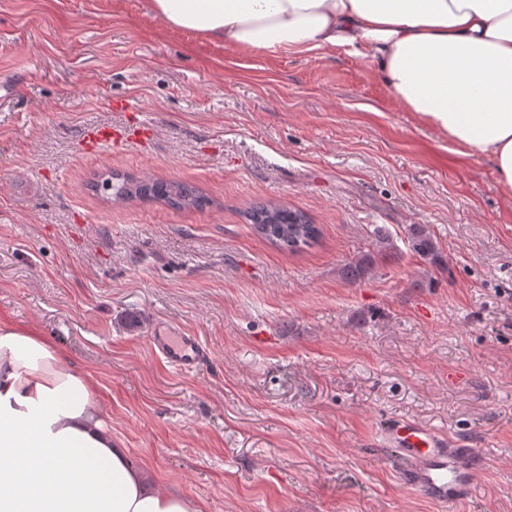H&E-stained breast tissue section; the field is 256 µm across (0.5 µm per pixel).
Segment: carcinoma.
Returning a JSON list of instances; mask_svg holds the SVG:
<instances>
[{"label":"carcinoma","instance_id":"cac0c4a2","mask_svg":"<svg viewBox=\"0 0 512 512\" xmlns=\"http://www.w3.org/2000/svg\"><path fill=\"white\" fill-rule=\"evenodd\" d=\"M100 191L107 200L115 202L152 199L180 209L206 204L205 196L196 187L177 180H133L107 174L101 180ZM245 217L259 236L291 253L317 244L321 237L319 226L312 223L306 213L277 203L256 204L249 208ZM370 234L375 254L350 261L341 270L342 276L352 283L364 279L370 273L376 257L386 259L396 251L394 238L386 226L375 224ZM405 234L409 249L424 265L435 269L446 267L438 240L427 225L409 224L405 227Z\"/></svg>","mask_w":512,"mask_h":512}]
</instances>
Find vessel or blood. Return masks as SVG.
<instances>
[{
    "mask_svg": "<svg viewBox=\"0 0 512 512\" xmlns=\"http://www.w3.org/2000/svg\"><path fill=\"white\" fill-rule=\"evenodd\" d=\"M152 345L167 363L189 371L196 369L204 356L198 337L169 326L154 331ZM387 447L397 454L405 484L442 504L463 501L474 481V470L467 460L468 449L454 447L450 440L409 420L395 422L385 436Z\"/></svg>",
    "mask_w": 512,
    "mask_h": 512,
    "instance_id": "obj_1",
    "label": "vessel or blood"
}]
</instances>
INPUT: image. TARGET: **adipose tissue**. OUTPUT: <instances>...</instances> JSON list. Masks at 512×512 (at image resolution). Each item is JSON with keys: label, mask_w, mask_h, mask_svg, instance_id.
I'll return each instance as SVG.
<instances>
[{"label": "adipose tissue", "mask_w": 512, "mask_h": 512, "mask_svg": "<svg viewBox=\"0 0 512 512\" xmlns=\"http://www.w3.org/2000/svg\"><path fill=\"white\" fill-rule=\"evenodd\" d=\"M153 17L249 52L340 47L377 61L451 153L512 192V0H148ZM152 485L113 439L91 375L34 329L0 322V512H206Z\"/></svg>", "instance_id": "adipose-tissue-1"}]
</instances>
